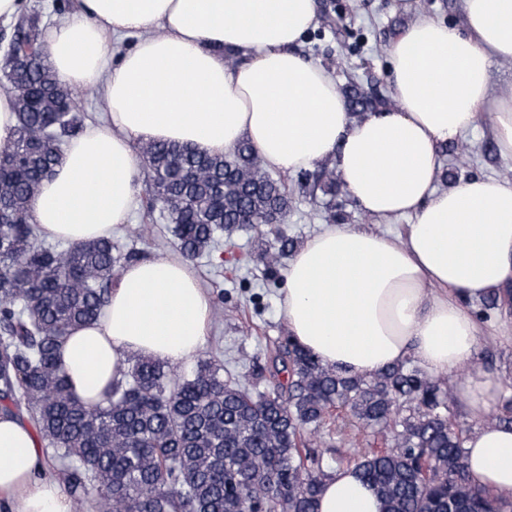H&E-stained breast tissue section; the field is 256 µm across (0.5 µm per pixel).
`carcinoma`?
I'll return each instance as SVG.
<instances>
[{
	"instance_id": "carcinoma-1",
	"label": "carcinoma",
	"mask_w": 512,
	"mask_h": 512,
	"mask_svg": "<svg viewBox=\"0 0 512 512\" xmlns=\"http://www.w3.org/2000/svg\"><path fill=\"white\" fill-rule=\"evenodd\" d=\"M43 26L42 14L33 13L0 34L9 40L0 88L13 95L18 119L14 137L0 144V413L31 420L48 467L66 476L75 512H85L92 492L105 512H315L328 475L305 463L300 445L332 407L392 442L354 460L383 512L511 506L470 476L467 430L451 423L459 400L414 366L345 376L290 338L272 357L288 383L269 392L254 394L224 377L212 358L186 374L130 355L103 402L87 406L73 397L59 346L72 327L98 319L121 263L138 252L120 253L110 239L48 243L32 222L41 182L84 121L48 61ZM346 97L354 114L380 103L355 88ZM139 155L148 207L160 209L187 261L211 256L246 227L256 231L257 260L269 272L295 248L285 234L264 239L262 226L287 221L291 198L249 143L211 156L149 141ZM314 188L336 198L335 171L323 167Z\"/></svg>"
}]
</instances>
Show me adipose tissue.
Returning <instances> with one entry per match:
<instances>
[{
  "label": "adipose tissue",
  "instance_id": "obj_1",
  "mask_svg": "<svg viewBox=\"0 0 512 512\" xmlns=\"http://www.w3.org/2000/svg\"><path fill=\"white\" fill-rule=\"evenodd\" d=\"M451 26L420 15L390 39L395 102L350 114L333 72L297 47L318 24L316 0H75L42 34L66 86L101 94L103 121L70 141L33 204L49 239L111 237L142 191L137 148L179 142L224 154L253 145L281 173L335 167L358 206L408 216L404 233L324 224L288 260L280 306L288 334L325 366L372 377L414 362L451 387L478 428L464 446L475 483L512 493V428L488 424L497 376L471 371L484 340L512 326L476 303L512 296V181L474 176L441 187L442 151L481 116L512 160V94L490 92L494 62H512V0H461ZM133 44L120 55L112 48ZM243 57L228 68V54ZM212 298L179 256L124 266L99 320L71 330L59 358L72 394L100 402L127 355L176 364L210 330ZM33 427L0 415V512H74L42 474ZM317 512H382L352 469L327 478Z\"/></svg>",
  "mask_w": 512,
  "mask_h": 512
}]
</instances>
